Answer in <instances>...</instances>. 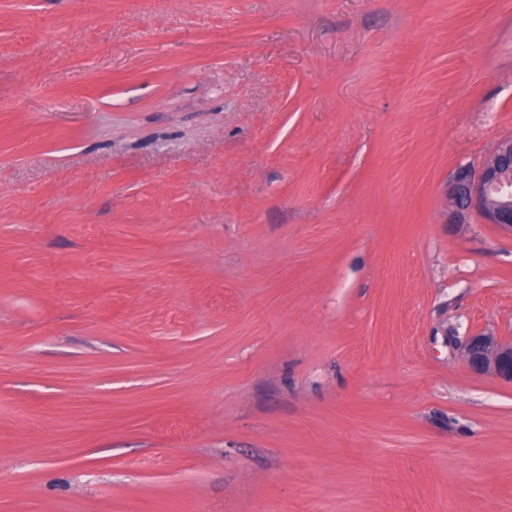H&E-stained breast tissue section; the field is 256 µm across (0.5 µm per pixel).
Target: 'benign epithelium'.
I'll use <instances>...</instances> for the list:
<instances>
[{"label": "benign epithelium", "instance_id": "7a95c632", "mask_svg": "<svg viewBox=\"0 0 512 512\" xmlns=\"http://www.w3.org/2000/svg\"><path fill=\"white\" fill-rule=\"evenodd\" d=\"M483 223L512 236V138L501 140L478 173L461 170L449 189V211L454 224L468 223L472 210ZM460 356L474 373L512 385V338L473 333L458 346Z\"/></svg>", "mask_w": 512, "mask_h": 512}]
</instances>
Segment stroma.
Here are the masks:
<instances>
[{
	"instance_id": "stroma-1",
	"label": "stroma",
	"mask_w": 512,
	"mask_h": 512,
	"mask_svg": "<svg viewBox=\"0 0 512 512\" xmlns=\"http://www.w3.org/2000/svg\"><path fill=\"white\" fill-rule=\"evenodd\" d=\"M512 0H0V512H512ZM446 217L452 224H468L476 209L483 223L512 236V138L501 140L477 174L460 170L449 189ZM458 351L472 372L512 385V338L473 333L458 346Z\"/></svg>"
}]
</instances>
